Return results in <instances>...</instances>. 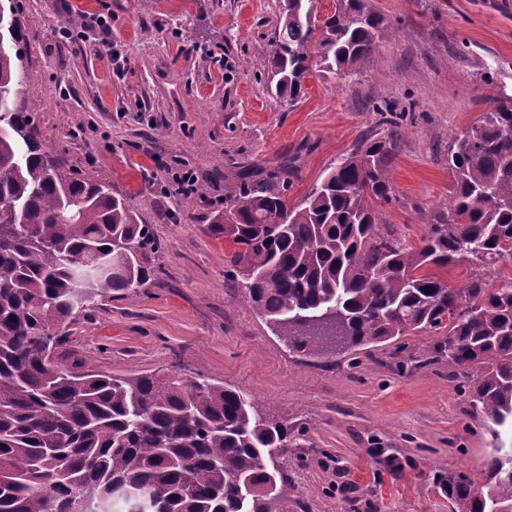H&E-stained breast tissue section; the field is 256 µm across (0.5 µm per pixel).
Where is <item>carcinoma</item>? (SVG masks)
<instances>
[{"label": "carcinoma", "instance_id": "carcinoma-1", "mask_svg": "<svg viewBox=\"0 0 512 512\" xmlns=\"http://www.w3.org/2000/svg\"><path fill=\"white\" fill-rule=\"evenodd\" d=\"M271 81L293 103L311 70L341 76L374 51L381 18L367 0H335L315 24L306 0H285ZM28 44L17 27L0 54V512H287L277 458L288 428L270 424L237 391L199 376L187 384L69 365L46 336L114 291L155 275L150 225L109 182L79 178L47 152L18 100ZM362 141L298 204L287 202L294 158L262 179L241 178L215 233L237 245L230 265L246 297L289 348L320 352L324 337L351 346L442 332L436 353L469 368L472 406L512 419V278L489 289L443 280L473 257H512V97H499L456 137L448 215L428 222L417 248L381 229L388 169L404 137ZM453 512H512V451L488 459L480 487L447 478Z\"/></svg>", "mask_w": 512, "mask_h": 512}]
</instances>
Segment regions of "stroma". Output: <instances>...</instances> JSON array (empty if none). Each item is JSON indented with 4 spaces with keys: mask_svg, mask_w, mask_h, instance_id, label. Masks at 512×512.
<instances>
[{
    "mask_svg": "<svg viewBox=\"0 0 512 512\" xmlns=\"http://www.w3.org/2000/svg\"><path fill=\"white\" fill-rule=\"evenodd\" d=\"M28 33L21 99L42 141L81 175L105 178L151 226L155 278L108 293L69 325L66 361L128 377L197 374L250 397L286 425L279 465L288 512H451L440 476L481 482L512 426L489 427L465 372L413 331L320 357L289 349L244 297L233 244L213 216L237 174L259 179L294 156L299 202L364 139L387 131L376 108L403 113L382 218L419 247L448 211V146L512 96V0H369L384 19L374 53L343 78L312 73L294 104L269 90L271 39L284 0H10ZM111 13L112 60L97 31L59 29L75 10ZM192 171V191L174 176Z\"/></svg>",
    "mask_w": 512,
    "mask_h": 512,
    "instance_id": "obj_1",
    "label": "stroma"
}]
</instances>
